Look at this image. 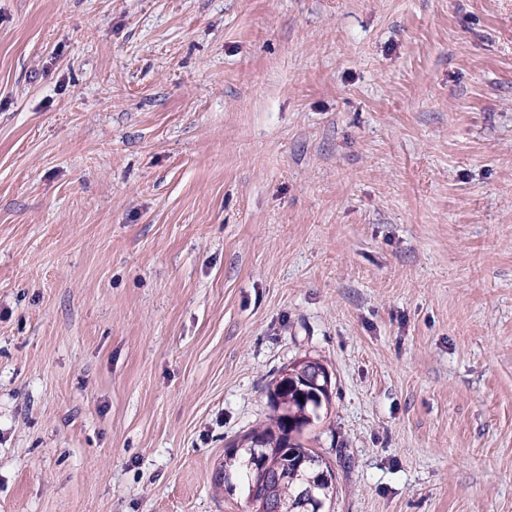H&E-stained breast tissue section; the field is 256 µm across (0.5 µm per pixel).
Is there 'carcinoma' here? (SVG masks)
Listing matches in <instances>:
<instances>
[{
  "label": "carcinoma",
  "instance_id": "obj_1",
  "mask_svg": "<svg viewBox=\"0 0 512 512\" xmlns=\"http://www.w3.org/2000/svg\"><path fill=\"white\" fill-rule=\"evenodd\" d=\"M288 398L291 401L292 414L288 417L280 414L278 405L271 400L268 401L271 410L268 422L244 435L241 439L244 447L235 458L224 462V474L219 476V479L224 481L225 490H232L235 480L251 486L252 476L243 466V462L250 456L249 448L253 437L263 439V443L268 446L272 462L288 473V482L282 484L279 489V495L283 498L296 497L299 485L309 474L312 461L323 460L319 453L306 447L303 440L304 433L321 419L315 412L312 392L304 390L302 386L298 388L291 385L288 387Z\"/></svg>",
  "mask_w": 512,
  "mask_h": 512
}]
</instances>
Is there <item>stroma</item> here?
Returning <instances> with one entry per match:
<instances>
[{
	"instance_id": "obj_1",
	"label": "stroma",
	"mask_w": 512,
	"mask_h": 512,
	"mask_svg": "<svg viewBox=\"0 0 512 512\" xmlns=\"http://www.w3.org/2000/svg\"><path fill=\"white\" fill-rule=\"evenodd\" d=\"M305 355L333 512H512V0H0V512H252ZM313 361L314 360L311 358L303 357L296 359L295 362L289 364V366L286 365L287 367L280 373L276 384L278 385L281 382L288 381V378H291L294 373L300 375L305 382H311L315 387L330 395L332 384L331 371L323 363L313 369H307L310 364H313ZM304 370H306V375L303 374Z\"/></svg>"
}]
</instances>
